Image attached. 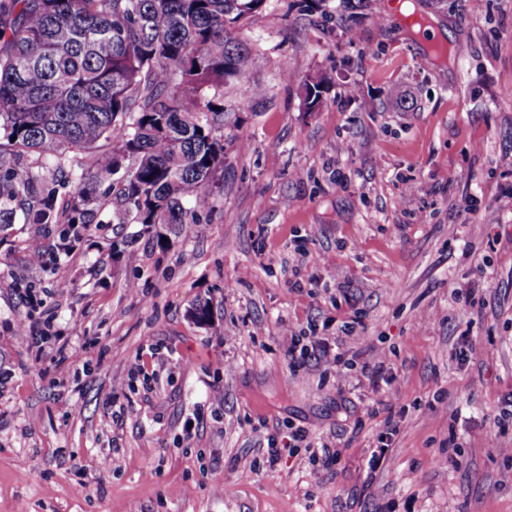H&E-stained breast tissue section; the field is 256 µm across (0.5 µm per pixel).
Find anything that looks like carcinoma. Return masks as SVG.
Wrapping results in <instances>:
<instances>
[{
	"label": "carcinoma",
	"instance_id": "obj_1",
	"mask_svg": "<svg viewBox=\"0 0 512 512\" xmlns=\"http://www.w3.org/2000/svg\"><path fill=\"white\" fill-rule=\"evenodd\" d=\"M264 0H0V243L47 268L103 223H194L224 168V103Z\"/></svg>",
	"mask_w": 512,
	"mask_h": 512
}]
</instances>
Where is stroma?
<instances>
[{"mask_svg":"<svg viewBox=\"0 0 512 512\" xmlns=\"http://www.w3.org/2000/svg\"><path fill=\"white\" fill-rule=\"evenodd\" d=\"M347 3L239 29L265 93L225 83L220 194L185 230L102 224L52 271L30 225L0 244V512H512V0H410L419 32ZM313 331L351 367L291 365ZM295 425L339 460L269 465Z\"/></svg>","mask_w":512,"mask_h":512,"instance_id":"obj_1","label":"stroma"}]
</instances>
